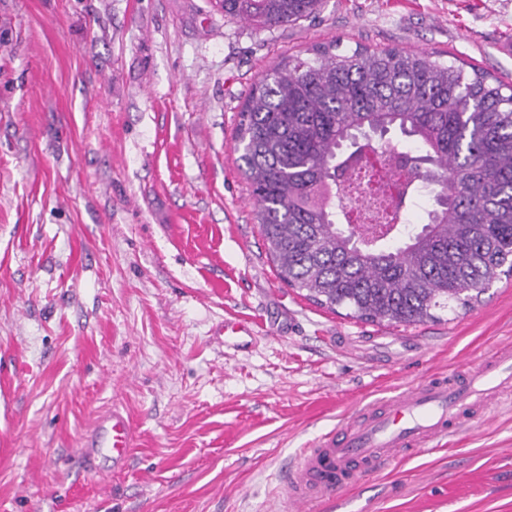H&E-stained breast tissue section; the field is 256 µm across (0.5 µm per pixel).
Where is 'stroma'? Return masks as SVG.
Listing matches in <instances>:
<instances>
[{
  "label": "stroma",
  "mask_w": 512,
  "mask_h": 512,
  "mask_svg": "<svg viewBox=\"0 0 512 512\" xmlns=\"http://www.w3.org/2000/svg\"><path fill=\"white\" fill-rule=\"evenodd\" d=\"M512 85V0H327L273 29L213 0H0V512H274L300 448L512 337V278L393 326L278 277L241 169L252 85L318 44ZM254 322L246 351L214 343ZM412 339L428 349L407 355ZM120 406L127 466L76 449ZM341 512H512V409L352 487ZM254 333L255 331L249 322L238 319L221 321L212 336H214V339L219 345L223 346L228 337H251Z\"/></svg>",
  "instance_id": "stroma-1"
}]
</instances>
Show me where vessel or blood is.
I'll return each mask as SVG.
<instances>
[{"label": "vessel or blood", "mask_w": 512, "mask_h": 512, "mask_svg": "<svg viewBox=\"0 0 512 512\" xmlns=\"http://www.w3.org/2000/svg\"><path fill=\"white\" fill-rule=\"evenodd\" d=\"M249 322L221 321L213 336H252ZM512 403V341L501 342L482 363L468 365L462 379L434 377L397 395L373 402L358 411L340 429L319 435L296 456L285 472L276 508L278 512H307L314 500L334 512L331 491L353 486L362 477L385 471L397 455L416 458L448 439L456 426L473 412H488ZM133 446V429L124 409L112 407L99 418L96 429L81 443L78 453L88 471H95L97 454L126 461Z\"/></svg>", "instance_id": "vessel-or-blood-1"}]
</instances>
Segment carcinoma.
Masks as SVG:
<instances>
[{"label":"carcinoma","mask_w":512,"mask_h":512,"mask_svg":"<svg viewBox=\"0 0 512 512\" xmlns=\"http://www.w3.org/2000/svg\"><path fill=\"white\" fill-rule=\"evenodd\" d=\"M323 0H223L261 27L316 17ZM311 49L254 84L237 138L256 219L279 279L329 310L390 325L470 308L512 272V86L425 52ZM397 128L415 151L370 137ZM406 170L392 215L349 222L346 180L366 153ZM435 177L446 200L420 231L403 209Z\"/></svg>","instance_id":"carcinoma-1"}]
</instances>
